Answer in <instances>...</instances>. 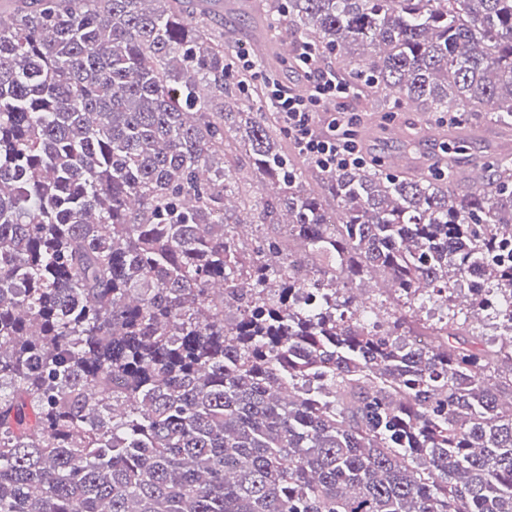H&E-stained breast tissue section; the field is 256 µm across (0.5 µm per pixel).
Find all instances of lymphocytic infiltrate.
Masks as SVG:
<instances>
[{
	"instance_id": "obj_1",
	"label": "lymphocytic infiltrate",
	"mask_w": 512,
	"mask_h": 512,
	"mask_svg": "<svg viewBox=\"0 0 512 512\" xmlns=\"http://www.w3.org/2000/svg\"><path fill=\"white\" fill-rule=\"evenodd\" d=\"M234 59L252 81L263 85L266 101L277 112L284 131L300 155L325 172L365 166L366 160L357 141L360 117L347 106L348 99L355 96L357 90L341 82L335 70L311 47L297 48L292 58L293 65L305 77L306 88L301 94L263 72L245 45L235 48ZM321 112L329 115L323 124L317 118Z\"/></svg>"
}]
</instances>
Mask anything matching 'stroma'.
I'll list each match as a JSON object with an SVG mask.
<instances>
[{
    "label": "stroma",
    "instance_id": "obj_1",
    "mask_svg": "<svg viewBox=\"0 0 512 512\" xmlns=\"http://www.w3.org/2000/svg\"><path fill=\"white\" fill-rule=\"evenodd\" d=\"M359 137L363 149L373 165L393 171L391 158L394 153L407 152L419 161L420 173L430 174L436 163L447 156L480 166L497 162L502 156L512 154V131L505 133L487 119L479 120L475 129L443 125L437 114L410 112L394 108L387 112H365L361 115ZM400 128L402 137L390 139L388 131ZM435 131L440 141L426 140L425 132Z\"/></svg>",
    "mask_w": 512,
    "mask_h": 512
}]
</instances>
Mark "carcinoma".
Returning a JSON list of instances; mask_svg holds the SVG:
<instances>
[{"label": "carcinoma", "instance_id": "cac0c4a2", "mask_svg": "<svg viewBox=\"0 0 512 512\" xmlns=\"http://www.w3.org/2000/svg\"><path fill=\"white\" fill-rule=\"evenodd\" d=\"M219 0H10L0 512H512V157L302 183ZM372 112L512 129V0H268ZM249 167L274 186L252 197ZM288 224L246 245L241 215ZM479 270L501 300L456 305ZM378 275L385 299L359 290ZM313 288L316 300L300 298ZM439 303L432 341L413 323Z\"/></svg>", "mask_w": 512, "mask_h": 512}]
</instances>
